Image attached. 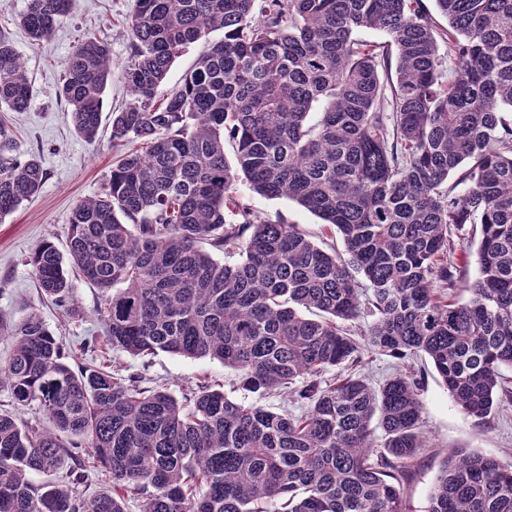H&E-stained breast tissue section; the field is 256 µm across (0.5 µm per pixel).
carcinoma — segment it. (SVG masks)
<instances>
[{
	"mask_svg": "<svg viewBox=\"0 0 512 512\" xmlns=\"http://www.w3.org/2000/svg\"><path fill=\"white\" fill-rule=\"evenodd\" d=\"M434 2L448 27L423 0H134L121 70L132 101L109 116L122 151L102 194L74 206L68 256L46 241L30 265L63 305L74 272L101 291L112 349L217 359L242 388L289 396L300 412L221 387L182 403L103 363L75 370L29 314L0 385L52 428L0 413V512H127L130 499L140 512H410L403 486L430 448L419 382L397 372L372 385L355 371L363 352L428 358L478 421L512 404V0ZM71 6L26 0L19 22L47 40ZM210 30L224 38L160 93ZM362 30L387 41L363 43ZM111 80L102 42L65 60L58 96L89 142ZM32 100L0 30V108ZM241 178L332 226L343 252L295 224L253 221L231 192ZM45 179L0 126V222ZM468 224L477 274L453 301L470 255L453 232ZM366 309L374 321L359 341L345 323ZM336 367L349 373L322 378ZM83 453L110 478L89 498L77 492ZM62 468L58 482L29 479ZM426 512H512V465L454 449Z\"/></svg>",
	"mask_w": 512,
	"mask_h": 512,
	"instance_id": "cac0c4a2",
	"label": "carcinoma"
}]
</instances>
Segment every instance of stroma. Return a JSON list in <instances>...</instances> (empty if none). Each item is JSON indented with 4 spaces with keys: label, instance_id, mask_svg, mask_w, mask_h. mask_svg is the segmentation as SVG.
<instances>
[{
    "label": "stroma",
    "instance_id": "stroma-1",
    "mask_svg": "<svg viewBox=\"0 0 512 512\" xmlns=\"http://www.w3.org/2000/svg\"><path fill=\"white\" fill-rule=\"evenodd\" d=\"M133 0H74L71 11L46 41L33 42L20 26L24 0H0V30L7 31L21 54L33 87L27 111L0 112V122L18 140L21 150L38 155L46 172L38 195L24 202L0 222V321L18 322L28 314L40 316L50 331L71 350L80 364L108 363L120 375L138 374L164 383L177 399H184L204 383L223 386L237 402L261 401L242 389L236 372L222 362L158 353L150 362L113 351L105 340L99 314L97 288L74 279L72 299L80 314L71 317L39 288L29 258L41 242L52 241L60 253L68 251L71 211L81 200L101 194L117 153L110 124H103L98 138L87 142L72 126L69 109L57 96L63 63L78 42L93 38L106 43L118 71L132 54L127 17ZM263 220L298 225L322 247L341 246L338 235L321 219L295 202L271 199L253 192L246 180L233 187ZM423 371L420 390L423 429L432 448L404 485L411 512H425L429 495L450 450L469 448L512 463V405L504 406L485 421L464 414L453 402L441 379L427 361L398 359L376 351L365 353L361 371L372 383L383 382L399 371ZM279 407L280 399H263Z\"/></svg>",
    "mask_w": 512,
    "mask_h": 512
}]
</instances>
